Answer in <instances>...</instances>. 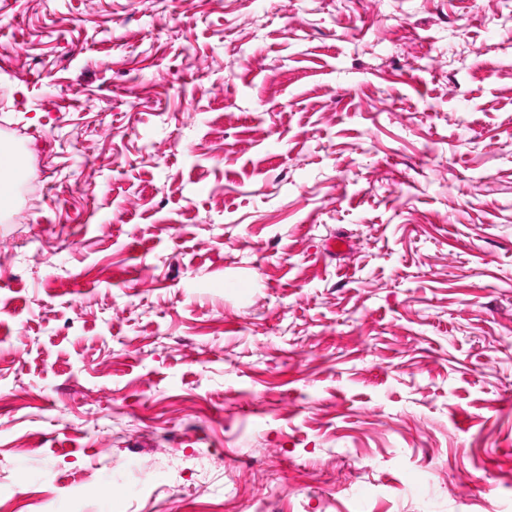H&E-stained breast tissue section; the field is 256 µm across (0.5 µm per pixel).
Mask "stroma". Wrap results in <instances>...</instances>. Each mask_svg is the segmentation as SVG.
<instances>
[{"instance_id": "35a3bbf8", "label": "stroma", "mask_w": 512, "mask_h": 512, "mask_svg": "<svg viewBox=\"0 0 512 512\" xmlns=\"http://www.w3.org/2000/svg\"><path fill=\"white\" fill-rule=\"evenodd\" d=\"M1 139L8 512H512V0H0Z\"/></svg>"}]
</instances>
